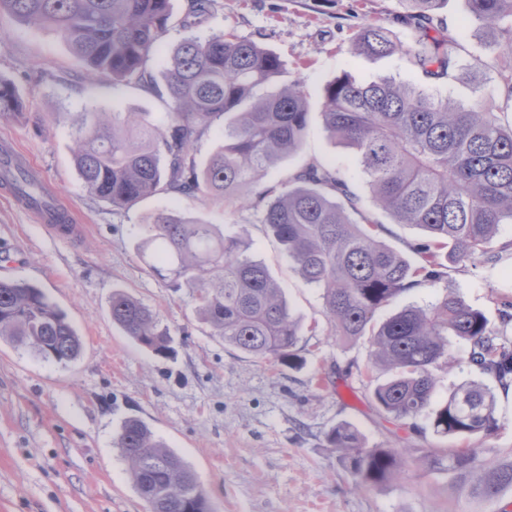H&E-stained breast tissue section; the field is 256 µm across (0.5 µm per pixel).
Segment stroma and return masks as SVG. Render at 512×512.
Wrapping results in <instances>:
<instances>
[{"mask_svg":"<svg viewBox=\"0 0 512 512\" xmlns=\"http://www.w3.org/2000/svg\"><path fill=\"white\" fill-rule=\"evenodd\" d=\"M171 9L176 22L158 43L152 70L161 71L183 39L224 30L277 54L287 80L300 82L307 95L309 129L301 149L269 170L264 184L313 160L340 170L364 212L382 224L381 240L406 256L423 234L374 204L352 151L325 130V85L345 71L361 80L392 75L440 98H479L485 108L512 116L493 56L466 25L463 0H447L438 14L445 28L463 34L460 68L443 80L426 78L398 53L351 54L353 38L369 23L409 41L398 0H216L211 17L189 30L178 24L189 0H171ZM0 35V78L12 80L24 102L22 115L0 119V140L30 156L83 227L73 239L50 234L0 187V278L41 288L83 340L79 360L69 365L0 343V512H146L114 444L129 417L141 419L192 467L211 512H512L511 488L479 502L460 494L447 472L419 466L383 485L354 486L326 443L338 423L352 424L370 448H443L456 441L434 434L427 417L397 422L377 409L371 390L386 372L373 368L366 345L334 335L318 291L266 234L249 197L228 215L203 196L159 193L116 210L88 194L73 163L71 127L52 113L159 117L172 109L166 93L112 84L50 29L2 15ZM165 211L240 237L248 255L266 264L303 324L300 370L225 347L197 319L188 290L149 271L138 244L150 218ZM493 247L497 261L449 263L442 283L413 289L397 305L427 306L449 286L490 327L512 337V324L502 325L500 315L502 301L512 300V223L500 225ZM117 290L156 313L174 338L173 357L154 356L113 324ZM493 392L499 428L468 445L479 457L505 458L512 455V392L498 386Z\"/></svg>","mask_w":512,"mask_h":512,"instance_id":"obj_1","label":"stroma"}]
</instances>
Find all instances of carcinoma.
Segmentation results:
<instances>
[{"label":"carcinoma","mask_w":512,"mask_h":512,"mask_svg":"<svg viewBox=\"0 0 512 512\" xmlns=\"http://www.w3.org/2000/svg\"><path fill=\"white\" fill-rule=\"evenodd\" d=\"M414 25L408 44L381 23L365 25L353 53H401L428 78L452 76L458 40L433 24L444 0H398ZM470 22L483 29L500 80L512 99V0H465ZM214 0H190L180 26L201 25ZM0 13L50 27L97 73L156 89L147 62L171 25L170 0H0ZM274 53L231 32L189 37L171 52L163 84L173 111L63 115L74 129V165L87 191L126 209L164 191L209 196L234 205L267 172L302 146L307 96L297 81L279 83ZM13 82L0 78V118L20 115ZM326 131L356 153L359 173L376 204L398 224L424 235L415 264L378 239L381 225L365 215L349 182L328 165L309 162L277 185L255 192L261 223L282 246L302 280L318 289L334 335L368 344L372 363L392 372L372 390L380 411L396 420L427 415L436 435L490 436L498 429L495 396L481 381L455 387L431 408L435 371L456 361L452 341L466 342V362L504 389L512 386L506 330L452 288L434 303L404 306L385 321L376 312L418 287L445 277V262H493L499 226L512 222V122L503 125L477 103L436 98L419 85L379 76L359 81L345 71L324 88ZM223 121L222 143L205 160L195 143ZM0 183L34 200L39 182L23 169ZM151 273L189 289L197 317L224 345L297 370L303 335L282 288L239 238L175 211L156 214L140 245ZM112 323L132 342L166 357L172 338L153 311L124 291L112 293ZM0 341L24 345L45 359L72 363L82 340L63 312L37 287L0 280ZM328 447L357 486L385 484L423 463L446 467L470 491L492 499L512 488V459L476 465L469 448H369L349 423L326 435ZM115 445L148 512H211L195 472L137 418L125 420Z\"/></svg>","instance_id":"cac0c4a2"}]
</instances>
